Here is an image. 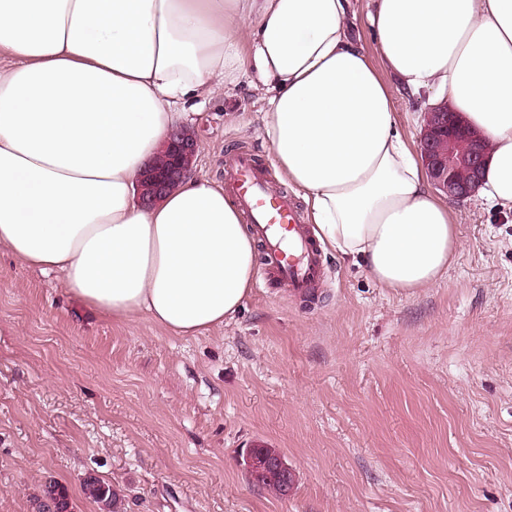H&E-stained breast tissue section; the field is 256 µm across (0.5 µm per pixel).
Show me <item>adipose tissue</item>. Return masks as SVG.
Segmentation results:
<instances>
[{
	"instance_id": "ef3b65f1",
	"label": "adipose tissue",
	"mask_w": 512,
	"mask_h": 512,
	"mask_svg": "<svg viewBox=\"0 0 512 512\" xmlns=\"http://www.w3.org/2000/svg\"><path fill=\"white\" fill-rule=\"evenodd\" d=\"M0 0V246L62 273L88 308L194 336L236 314L256 242L221 184L136 185L186 101L248 78L317 235L380 285H435L458 240L383 72L448 99L491 150L480 195L512 213V0ZM351 12L348 20L349 37L360 43L368 52H374L375 41L371 28L366 20L370 10V0H351Z\"/></svg>"
}]
</instances>
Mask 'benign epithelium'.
Listing matches in <instances>:
<instances>
[{
  "label": "benign epithelium",
  "instance_id": "1",
  "mask_svg": "<svg viewBox=\"0 0 512 512\" xmlns=\"http://www.w3.org/2000/svg\"><path fill=\"white\" fill-rule=\"evenodd\" d=\"M420 153L431 183L452 200L468 198L482 183L488 159L485 136L471 129L463 115L442 100L427 107L419 137ZM172 170L168 173L147 168L137 185L144 205L158 202L190 171L197 154V140L185 138L183 129L174 130L167 146Z\"/></svg>",
  "mask_w": 512,
  "mask_h": 512
}]
</instances>
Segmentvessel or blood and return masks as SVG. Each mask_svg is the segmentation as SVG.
<instances>
[{
    "instance_id": "1",
    "label": "vessel or blood",
    "mask_w": 512,
    "mask_h": 512,
    "mask_svg": "<svg viewBox=\"0 0 512 512\" xmlns=\"http://www.w3.org/2000/svg\"><path fill=\"white\" fill-rule=\"evenodd\" d=\"M224 183L261 245L262 277L291 296L313 294L325 283L328 268L292 196L272 192L266 168L243 148L225 153Z\"/></svg>"
}]
</instances>
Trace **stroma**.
Wrapping results in <instances>:
<instances>
[{
    "label": "stroma",
    "instance_id": "stroma-1",
    "mask_svg": "<svg viewBox=\"0 0 512 512\" xmlns=\"http://www.w3.org/2000/svg\"><path fill=\"white\" fill-rule=\"evenodd\" d=\"M248 83L188 113L197 175L252 149L288 190ZM459 247L412 294L323 255L314 300L255 280L242 308L196 336L146 315L90 312L60 275L0 249V512H34L45 484L73 512H512V215L452 204ZM275 449L279 497L243 465ZM85 495L102 504L107 512H122V499L120 495L112 489V486L99 480L96 477H88L84 481Z\"/></svg>",
    "mask_w": 512,
    "mask_h": 512
}]
</instances>
